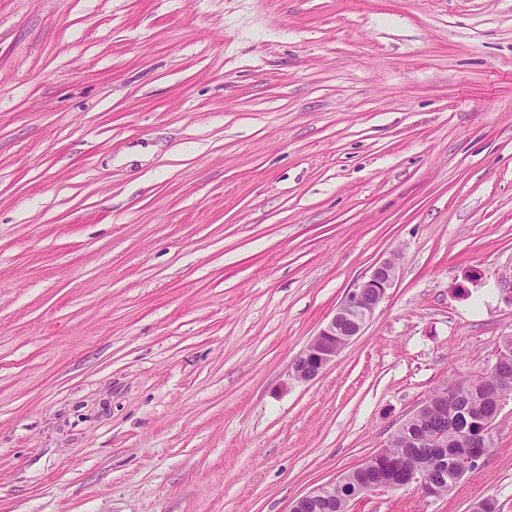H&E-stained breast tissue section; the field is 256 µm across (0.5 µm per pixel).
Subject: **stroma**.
<instances>
[{
    "instance_id": "stroma-1",
    "label": "stroma",
    "mask_w": 512,
    "mask_h": 512,
    "mask_svg": "<svg viewBox=\"0 0 512 512\" xmlns=\"http://www.w3.org/2000/svg\"><path fill=\"white\" fill-rule=\"evenodd\" d=\"M510 334L512 0H0V512H289ZM398 254L378 262L368 276L350 289L335 314L292 363L296 380L309 381L336 361L340 352L360 336L395 281ZM345 336L337 345L336 342Z\"/></svg>"
}]
</instances>
